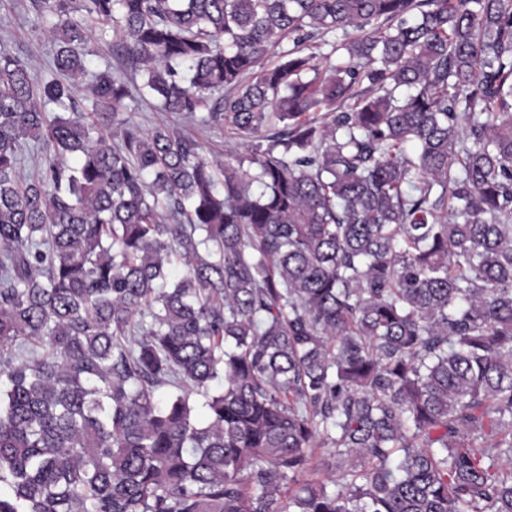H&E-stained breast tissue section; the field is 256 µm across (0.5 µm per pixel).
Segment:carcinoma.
<instances>
[{
  "label": "carcinoma",
  "instance_id": "carcinoma-1",
  "mask_svg": "<svg viewBox=\"0 0 512 512\" xmlns=\"http://www.w3.org/2000/svg\"><path fill=\"white\" fill-rule=\"evenodd\" d=\"M26 7L60 22L47 78L0 42V512H512V0ZM113 32L110 25L99 26L94 29L91 46L98 42L102 48V54L100 56H92V68L103 69L107 63L113 65L114 59L112 60V52L108 50V44H112ZM127 108L123 109L122 118H130L134 123L139 124L143 129H149L156 125L167 123L171 118L165 112H157L138 100H126ZM182 128L196 132L199 138L205 144V151L208 156H218L219 159H230L234 154L230 151L234 150L237 139L230 134L225 126L220 129H206L201 125H196V121L182 120L180 121Z\"/></svg>",
  "mask_w": 512,
  "mask_h": 512
}]
</instances>
